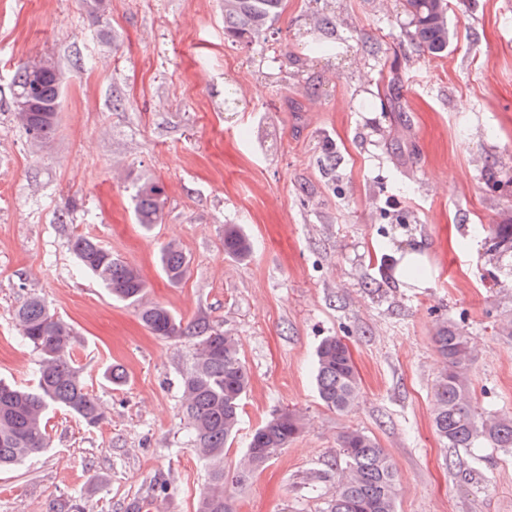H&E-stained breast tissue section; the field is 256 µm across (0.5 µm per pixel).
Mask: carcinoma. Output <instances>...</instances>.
Instances as JSON below:
<instances>
[{"instance_id":"carcinoma-1","label":"carcinoma","mask_w":512,"mask_h":512,"mask_svg":"<svg viewBox=\"0 0 512 512\" xmlns=\"http://www.w3.org/2000/svg\"><path fill=\"white\" fill-rule=\"evenodd\" d=\"M285 6V0H224V34L235 43L249 45L265 39ZM409 19L406 35L411 44L431 55L448 50L449 0H403ZM15 98H31L37 111L20 120L35 141L49 139L60 105L56 77L46 72L31 80L28 66L14 76ZM166 190L162 182L145 178L134 187L132 201L137 223L149 230L162 222ZM489 239V252L500 261L497 270L512 272V225L499 224ZM74 251L82 267L108 288L112 297L135 307L149 332L168 339L182 335L180 321L165 306L146 300L147 285L138 269L112 255L92 237H79ZM253 251L251 238L237 224L224 225V252L237 259ZM160 264L169 281L181 282L188 260L176 245L161 249ZM15 320L39 356L32 388L0 381V467L19 465L50 445L46 419L50 411L64 410L87 424L102 418L98 400L89 392L71 354L78 338L73 327L50 311L43 299L31 296L15 311ZM194 361L181 376V411L192 426L191 443L209 463L210 481L202 492L197 512H235L224 472V446L238 432L242 402L250 384L235 339L206 317L193 325ZM445 361L434 388V427L446 448H471L477 443L512 448V415L482 416L469 387L471 347L467 333L454 323L441 325L433 336ZM315 381L321 402L345 412L354 405L359 377L350 349L342 339L328 336L316 351ZM303 428L300 414L280 411L252 434L245 463L232 482L240 485L287 447ZM342 473L326 502L325 512H397V477L388 456L369 434L352 429L339 437Z\"/></svg>"}]
</instances>
